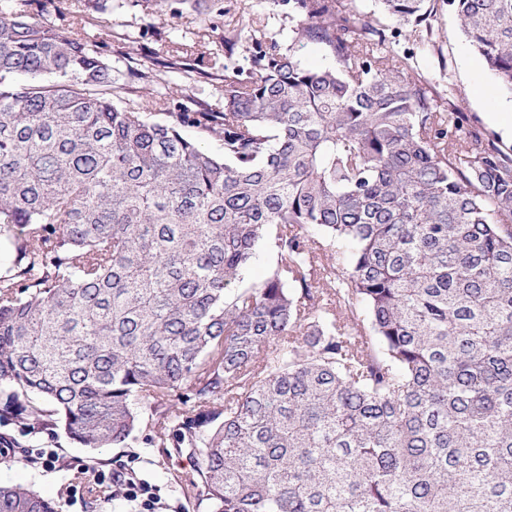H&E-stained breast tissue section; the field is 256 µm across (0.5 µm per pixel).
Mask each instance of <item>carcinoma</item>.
Listing matches in <instances>:
<instances>
[{
    "instance_id": "carcinoma-1",
    "label": "carcinoma",
    "mask_w": 512,
    "mask_h": 512,
    "mask_svg": "<svg viewBox=\"0 0 512 512\" xmlns=\"http://www.w3.org/2000/svg\"><path fill=\"white\" fill-rule=\"evenodd\" d=\"M376 2L281 0L221 111L156 52L120 82L70 4L0 10V449L124 448L149 403L209 512H512V148L394 49L434 0ZM445 4L512 95V0ZM296 55L301 63L309 68H322L331 64V60L325 51L316 44L309 43L304 47L298 48ZM275 263V253L267 246L258 249L256 260L248 271L244 284L250 285L261 281Z\"/></svg>"
}]
</instances>
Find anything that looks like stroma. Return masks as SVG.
<instances>
[{"label":"stroma","mask_w":512,"mask_h":512,"mask_svg":"<svg viewBox=\"0 0 512 512\" xmlns=\"http://www.w3.org/2000/svg\"><path fill=\"white\" fill-rule=\"evenodd\" d=\"M223 15L205 14L182 6L180 15L173 16L156 10L152 0H108L105 11L94 14L87 31L91 37L109 33L110 43L105 53L113 66L126 68L123 54L137 49H157L168 43H199L201 50L224 53L225 25L247 22L267 36L280 38L287 30L288 20L277 0H222ZM431 52L418 55L422 71L428 72L440 84H454L456 103L461 112L476 127L512 146V137L504 135L494 114L498 107L512 102L488 72L482 58L466 44L456 16L448 6H439L431 20ZM152 412L143 408L140 430L128 448H101L91 451L75 444L64 432L40 433L30 440L33 448L50 453L49 465L29 464L22 454L0 459V484L23 483L41 495L55 499L58 512H84V501L94 492V482L68 489L67 484L78 469L97 468L104 472L131 468L142 481L151 485L161 504L162 512H206V502L188 493L194 466L189 462H164L157 449L148 446Z\"/></svg>","instance_id":"obj_1"}]
</instances>
